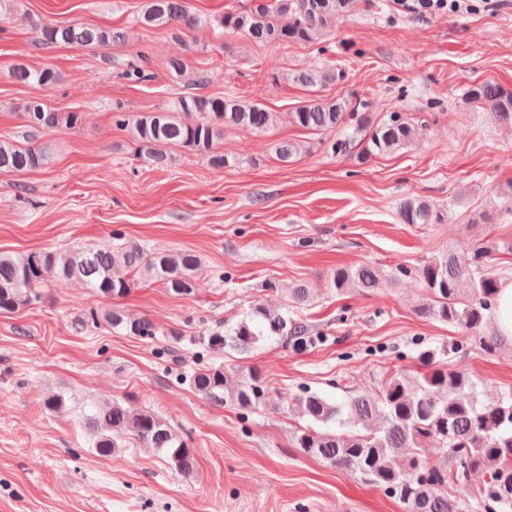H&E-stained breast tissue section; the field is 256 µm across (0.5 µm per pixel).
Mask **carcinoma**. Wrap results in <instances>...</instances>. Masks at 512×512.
Instances as JSON below:
<instances>
[{
    "instance_id": "carcinoma-1",
    "label": "carcinoma",
    "mask_w": 512,
    "mask_h": 512,
    "mask_svg": "<svg viewBox=\"0 0 512 512\" xmlns=\"http://www.w3.org/2000/svg\"><path fill=\"white\" fill-rule=\"evenodd\" d=\"M349 0H249L213 18L193 12L186 0H142L131 26L102 27L91 24L54 25L31 20L38 45H79L87 48L117 47L130 39L132 31L169 27L173 30H218L241 36L257 46L289 43L316 44L332 35L336 18ZM119 75L131 82L154 78L148 57L112 59ZM170 76L188 86L200 84L197 72L184 59L167 62ZM12 77L32 86L38 94L21 107L27 128L26 143L0 141V171L23 173L47 166L52 158L48 145L31 143L43 129H73L83 120L80 112H59L44 101L41 92L61 81L50 67L35 68L25 61L14 64ZM312 94L292 112L294 124L307 131L346 132V139L334 144L340 150L361 135L359 156L367 159L394 153L421 137L429 127L426 119L391 112L376 124L370 122L363 106L353 97H329L320 89L344 80L342 70L332 64L321 68L298 69L283 74ZM467 98L490 117L512 126V89L486 80L471 87ZM277 113L262 103L232 94L211 96L187 94L155 112L115 116L117 126L128 131L134 155L152 167L175 163L173 149L180 148L206 161L216 171L238 168L247 159L224 153L220 148L224 131L247 127L258 134L270 132ZM353 133H347V130ZM276 159L288 163L305 145L279 141L273 145ZM403 224H438L441 210L427 200H404L398 211ZM503 252L512 254V239L476 246L466 258L448 251L432 257L417 268L401 265L403 276L418 277L427 300L415 307L420 317L481 330L491 318L500 291L499 279L485 272L487 258ZM123 266L164 285L179 296H189L196 288L201 259L191 252H150L136 243L107 245L92 250L35 251L24 255L0 253V309L12 311L41 298L40 288L51 279L74 280L105 296L122 297L133 282L115 275ZM381 271L361 265L339 267L333 274L336 294L352 289L370 293L379 287ZM105 322L113 328L143 339L157 336L156 326L147 318H130L120 309L83 319L85 325ZM244 350L277 337L299 344L312 341L300 318L274 313L262 304L251 308L236 327L210 334L212 347L224 346L226 337ZM445 351L421 350L416 361L422 372L392 376L375 390H362L333 402L317 392L304 389L293 398L299 416L307 424L293 435L292 447L332 466L360 474L368 483L383 489L405 504L409 512H462L461 505L448 496V486L468 483L477 474L486 480L477 489L483 512H512V394L484 403L476 394V382L463 369L440 365ZM230 374L222 366H204L181 377L203 398L252 411L264 401L266 382L262 373L251 369L229 383ZM84 428L99 456H109L132 439L146 448L165 453L172 469L183 474L193 471L194 454L171 426L149 409L132 410L120 400L93 408L84 415ZM432 442L448 460L444 467L431 465L421 453ZM401 463H396V459Z\"/></svg>"
}]
</instances>
